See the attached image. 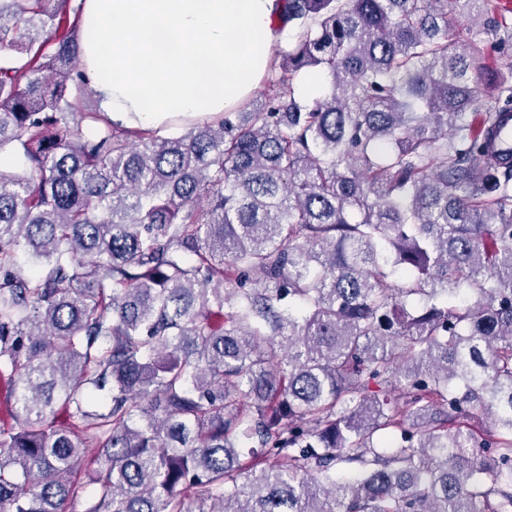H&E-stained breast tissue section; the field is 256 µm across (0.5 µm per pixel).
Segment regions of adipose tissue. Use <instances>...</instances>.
I'll return each instance as SVG.
<instances>
[{"label":"adipose tissue","instance_id":"adipose-tissue-1","mask_svg":"<svg viewBox=\"0 0 512 512\" xmlns=\"http://www.w3.org/2000/svg\"><path fill=\"white\" fill-rule=\"evenodd\" d=\"M276 0H81L85 72L112 121L155 127L244 104L279 40Z\"/></svg>","mask_w":512,"mask_h":512}]
</instances>
